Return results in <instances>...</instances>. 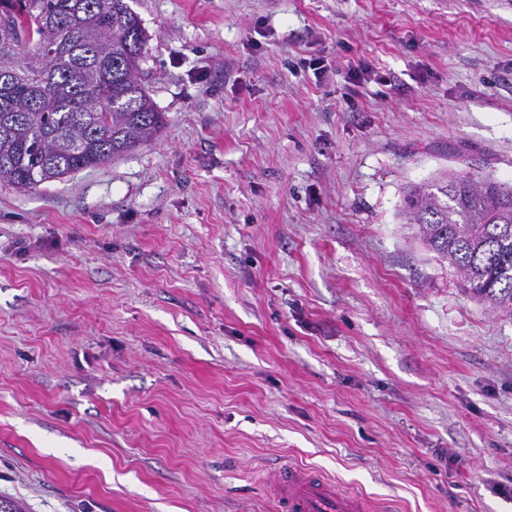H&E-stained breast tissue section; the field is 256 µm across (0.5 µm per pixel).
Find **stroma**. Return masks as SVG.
<instances>
[{"label": "stroma", "mask_w": 512, "mask_h": 512, "mask_svg": "<svg viewBox=\"0 0 512 512\" xmlns=\"http://www.w3.org/2000/svg\"><path fill=\"white\" fill-rule=\"evenodd\" d=\"M129 4L164 128L0 182V496L276 512L292 460L512 512V315L399 216L444 170L512 183V0Z\"/></svg>", "instance_id": "stroma-1"}]
</instances>
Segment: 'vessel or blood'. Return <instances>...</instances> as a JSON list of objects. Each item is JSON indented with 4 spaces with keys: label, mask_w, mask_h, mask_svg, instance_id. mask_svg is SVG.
I'll return each mask as SVG.
<instances>
[{
    "label": "vessel or blood",
    "mask_w": 512,
    "mask_h": 512,
    "mask_svg": "<svg viewBox=\"0 0 512 512\" xmlns=\"http://www.w3.org/2000/svg\"><path fill=\"white\" fill-rule=\"evenodd\" d=\"M278 512H373L367 498L344 491L314 469L288 464L272 480Z\"/></svg>",
    "instance_id": "obj_1"
}]
</instances>
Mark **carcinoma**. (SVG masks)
Returning a JSON list of instances; mask_svg holds the SVG:
<instances>
[{
    "label": "carcinoma",
    "instance_id": "carcinoma-1",
    "mask_svg": "<svg viewBox=\"0 0 512 512\" xmlns=\"http://www.w3.org/2000/svg\"><path fill=\"white\" fill-rule=\"evenodd\" d=\"M147 41L127 0H0V181L28 190L155 137L139 77ZM404 216L475 297L512 314V186L446 173Z\"/></svg>",
    "mask_w": 512,
    "mask_h": 512
}]
</instances>
